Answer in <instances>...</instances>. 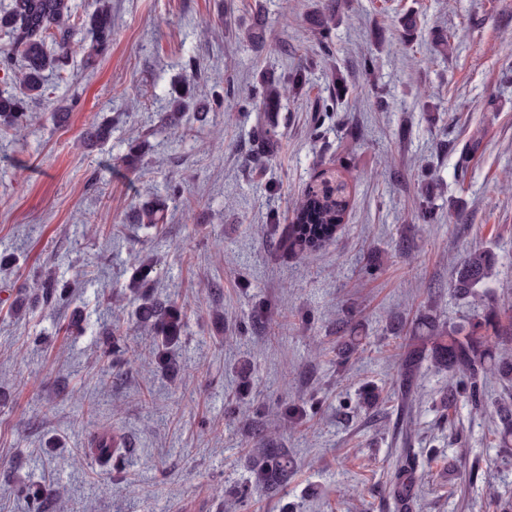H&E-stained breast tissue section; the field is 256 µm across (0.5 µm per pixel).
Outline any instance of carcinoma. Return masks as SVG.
<instances>
[{
  "label": "carcinoma",
  "mask_w": 512,
  "mask_h": 512,
  "mask_svg": "<svg viewBox=\"0 0 512 512\" xmlns=\"http://www.w3.org/2000/svg\"><path fill=\"white\" fill-rule=\"evenodd\" d=\"M0 30L7 44L0 47V71L12 78L9 89L0 90V131L19 130L27 119L30 103L44 96L51 76H61L69 58L80 54L84 68L94 67L99 57L112 48V0H89L88 9L77 15L73 0H10L0 11ZM284 87L266 84L260 93L264 111L279 108ZM191 89L173 100L167 123L152 130L155 136L182 121L188 110ZM112 137V124L101 122L87 129L89 144H103ZM150 150L148 139L131 146L121 164L135 174L145 164ZM349 177L345 168L321 169L297 199L292 209L291 224L279 239V248L297 257L311 254L336 238L350 207ZM164 221V210L142 206L135 211L134 222L157 225ZM496 255L489 249L474 247L463 256L460 267L450 283V291L465 299L487 284L493 276ZM136 290L137 315L142 323L153 326L157 336L153 355L162 368L169 367V352L181 342L186 313L174 302L162 303L144 290ZM43 300L48 303L67 302L70 293L47 275L38 283ZM407 352L401 362L397 395L403 401L412 399L418 387L419 362L425 358L438 371L448 373V391L440 399L443 411L465 399L476 412L487 407L483 381L492 375L512 383V298L506 296L481 310H476L458 323H440L423 316L413 323L406 343ZM500 427L495 433L501 448L512 446V401L495 406ZM125 448L122 439L112 437V447L96 448L94 455L119 464ZM259 478L268 493L279 491L292 467L288 451L269 440L259 449ZM418 477L408 460L399 461L389 481V496L402 506L417 497ZM29 512H45L47 503L58 512L67 505L58 491L37 485L27 494Z\"/></svg>",
  "instance_id": "cac0c4a2"
}]
</instances>
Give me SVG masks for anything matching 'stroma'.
<instances>
[{"label": "stroma", "mask_w": 512, "mask_h": 512, "mask_svg": "<svg viewBox=\"0 0 512 512\" xmlns=\"http://www.w3.org/2000/svg\"><path fill=\"white\" fill-rule=\"evenodd\" d=\"M330 5L324 55L311 19ZM408 12L418 29L404 44ZM365 56L371 83L358 70ZM301 65L305 89L261 112L262 77ZM196 69L202 120L153 137L129 177L120 159L131 140L158 124ZM506 69L512 0H112L108 55L93 70L73 58L26 126L0 133V252L12 257L0 266V512H28L22 490L33 484L63 491L68 512H398L388 481L404 454L422 476L413 512L512 502V450L492 435L493 414L461 401L440 420L448 376L426 365L416 399L394 398L405 335L391 328L425 313L456 322L512 296ZM335 73L348 93L316 112ZM71 97L57 124V102ZM106 118L111 140L85 150L83 132ZM270 121L272 144L259 135ZM333 164L353 184L335 240L302 258L283 253L287 204ZM173 185L191 212L133 223V208ZM428 188L427 226L417 212ZM273 208L277 226L266 221ZM474 246L493 250L494 275L476 297L452 298L448 281ZM47 271L72 302H43L35 282ZM142 277L189 310L176 372L157 369L154 332L135 322L130 292ZM19 295L25 309L14 316ZM74 320L78 333L65 334ZM115 325L138 364L102 361ZM353 331L362 343L337 363ZM366 385L388 395L385 417L361 406ZM295 407L307 422L288 423ZM103 431L124 437L121 466H91L85 450ZM271 437L295 460L274 496L247 466ZM340 484L347 499L336 497Z\"/></svg>", "instance_id": "obj_1"}]
</instances>
